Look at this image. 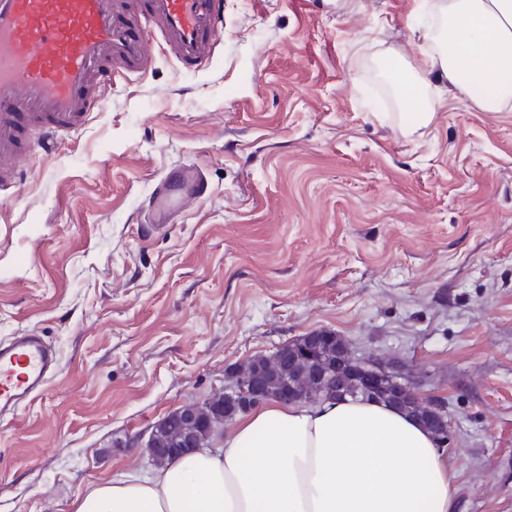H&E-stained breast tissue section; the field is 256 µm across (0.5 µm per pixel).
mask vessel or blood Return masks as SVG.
I'll list each match as a JSON object with an SVG mask.
<instances>
[{"instance_id": "obj_1", "label": "vessel or blood", "mask_w": 512, "mask_h": 512, "mask_svg": "<svg viewBox=\"0 0 512 512\" xmlns=\"http://www.w3.org/2000/svg\"><path fill=\"white\" fill-rule=\"evenodd\" d=\"M224 0H0V192L34 154L79 135L118 83L146 75L158 56L188 72L210 67ZM201 166L169 171L147 202L165 227L186 199H203ZM57 354L34 333L0 343V414L47 392Z\"/></svg>"}]
</instances>
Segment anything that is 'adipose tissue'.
<instances>
[{
    "instance_id": "adipose-tissue-1",
    "label": "adipose tissue",
    "mask_w": 512,
    "mask_h": 512,
    "mask_svg": "<svg viewBox=\"0 0 512 512\" xmlns=\"http://www.w3.org/2000/svg\"><path fill=\"white\" fill-rule=\"evenodd\" d=\"M440 27L399 81L428 123L424 89L447 82L479 110H512V0H438ZM458 474L433 434L382 402L270 399L216 452L77 497L74 512H458Z\"/></svg>"
}]
</instances>
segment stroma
<instances>
[{
  "label": "stroma",
  "mask_w": 512,
  "mask_h": 512,
  "mask_svg": "<svg viewBox=\"0 0 512 512\" xmlns=\"http://www.w3.org/2000/svg\"><path fill=\"white\" fill-rule=\"evenodd\" d=\"M415 0H225L199 74L159 59L0 193V342L55 347L49 391L0 417V512H74L138 437L228 370L314 329L445 400L459 512H512V112L447 86L429 125L379 112L414 62ZM209 192L150 232L171 169Z\"/></svg>",
  "instance_id": "obj_1"
}]
</instances>
